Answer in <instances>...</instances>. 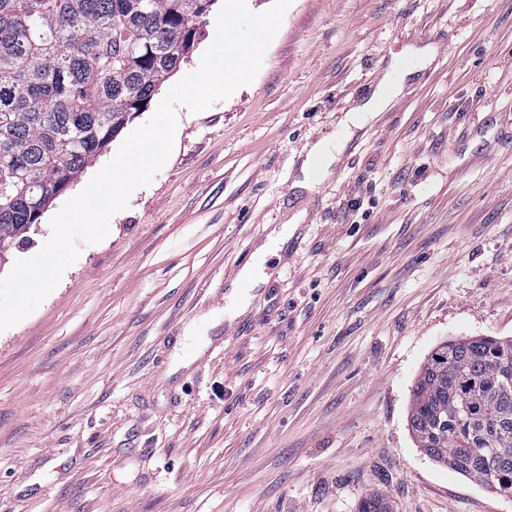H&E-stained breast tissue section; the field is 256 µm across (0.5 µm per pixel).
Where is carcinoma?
Returning a JSON list of instances; mask_svg holds the SVG:
<instances>
[{"label": "carcinoma", "mask_w": 512, "mask_h": 512, "mask_svg": "<svg viewBox=\"0 0 512 512\" xmlns=\"http://www.w3.org/2000/svg\"><path fill=\"white\" fill-rule=\"evenodd\" d=\"M216 0H0V254L29 241L66 192L177 69ZM408 425L433 460L512 490V338L439 346ZM359 512H392L370 494Z\"/></svg>", "instance_id": "1"}]
</instances>
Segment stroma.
Segmentation results:
<instances>
[{"instance_id":"35a3bbf8","label":"stroma","mask_w":512,"mask_h":512,"mask_svg":"<svg viewBox=\"0 0 512 512\" xmlns=\"http://www.w3.org/2000/svg\"><path fill=\"white\" fill-rule=\"evenodd\" d=\"M455 336L512 337V0H292L254 81L179 109L152 183L0 332V512H512L408 427ZM396 91L397 87L391 84L379 87L363 106L361 112L356 113L349 119L350 123L355 127H359L373 112L385 107L396 94ZM343 147L344 141L340 139L326 144L320 142L313 146L302 164L304 183H308L311 179L316 178L322 171L323 160L327 158L330 162L333 151H336V154H338L342 151Z\"/></svg>"}]
</instances>
